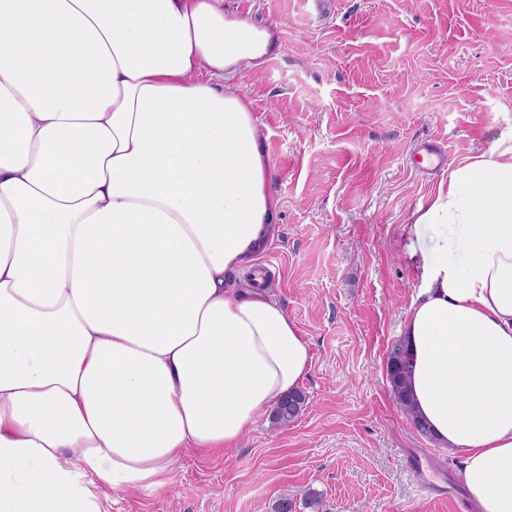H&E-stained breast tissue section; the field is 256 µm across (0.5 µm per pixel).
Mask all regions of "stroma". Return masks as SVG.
Returning <instances> with one entry per match:
<instances>
[{"label": "stroma", "mask_w": 512, "mask_h": 512, "mask_svg": "<svg viewBox=\"0 0 512 512\" xmlns=\"http://www.w3.org/2000/svg\"><path fill=\"white\" fill-rule=\"evenodd\" d=\"M276 32L251 101L281 200L261 252L268 293L297 322L312 366L303 414L260 415L238 448L179 461L172 486L113 493L106 512H273L323 493L330 512H448L461 456L420 437L386 358L423 286L406 253L412 212L447 165L512 137V0H224ZM445 166L415 174L424 141Z\"/></svg>", "instance_id": "stroma-1"}]
</instances>
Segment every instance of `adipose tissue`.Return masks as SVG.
<instances>
[{
  "mask_svg": "<svg viewBox=\"0 0 512 512\" xmlns=\"http://www.w3.org/2000/svg\"><path fill=\"white\" fill-rule=\"evenodd\" d=\"M273 45L222 0H0V512L162 491L308 375L287 310L239 284L280 200L226 79ZM451 224L460 266L420 237ZM411 232L415 409L474 512H512V137L449 165Z\"/></svg>",
  "mask_w": 512,
  "mask_h": 512,
  "instance_id": "ef3b65f1",
  "label": "adipose tissue"
}]
</instances>
